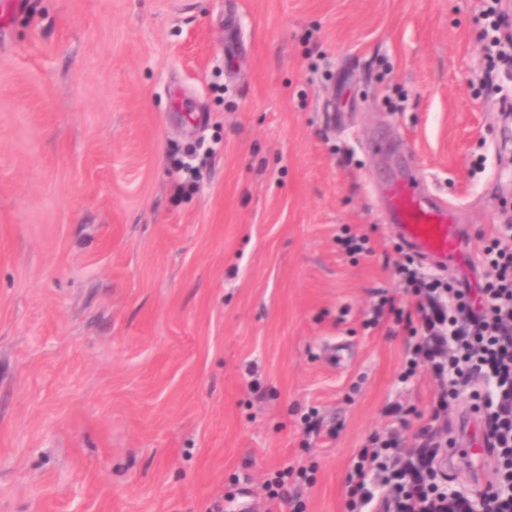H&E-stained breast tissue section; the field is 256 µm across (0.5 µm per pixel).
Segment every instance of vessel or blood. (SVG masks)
Wrapping results in <instances>:
<instances>
[{"label": "vessel or blood", "mask_w": 512, "mask_h": 512, "mask_svg": "<svg viewBox=\"0 0 512 512\" xmlns=\"http://www.w3.org/2000/svg\"><path fill=\"white\" fill-rule=\"evenodd\" d=\"M417 184V176L409 173L389 185L386 196L393 229L420 259L438 264L465 256V237L453 223V208L423 196Z\"/></svg>", "instance_id": "vessel-or-blood-1"}]
</instances>
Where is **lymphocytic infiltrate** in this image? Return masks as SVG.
<instances>
[{
	"label": "lymphocytic infiltrate",
	"mask_w": 512,
	"mask_h": 512,
	"mask_svg": "<svg viewBox=\"0 0 512 512\" xmlns=\"http://www.w3.org/2000/svg\"><path fill=\"white\" fill-rule=\"evenodd\" d=\"M490 268L475 290L427 279L414 259L399 264L406 292L417 299L407 309L392 298L374 308L409 327L410 366L425 365L438 389L419 426L413 448L403 446L409 427L402 407L389 409L385 437H372L359 449L348 474L350 512H512V496L449 490L441 458L448 412L460 402L480 420L487 451L498 462L496 485L512 486V225L495 229L484 247Z\"/></svg>",
	"instance_id": "lymphocytic-infiltrate-1"
}]
</instances>
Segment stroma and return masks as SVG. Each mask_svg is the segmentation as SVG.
Masks as SVG:
<instances>
[{"label": "stroma", "mask_w": 512, "mask_h": 512, "mask_svg": "<svg viewBox=\"0 0 512 512\" xmlns=\"http://www.w3.org/2000/svg\"><path fill=\"white\" fill-rule=\"evenodd\" d=\"M484 0H23L0 10V512H349L406 375L383 190L512 222ZM367 248L347 251L349 236ZM290 469L298 505L264 487ZM491 456L448 463L479 491Z\"/></svg>", "instance_id": "stroma-1"}]
</instances>
